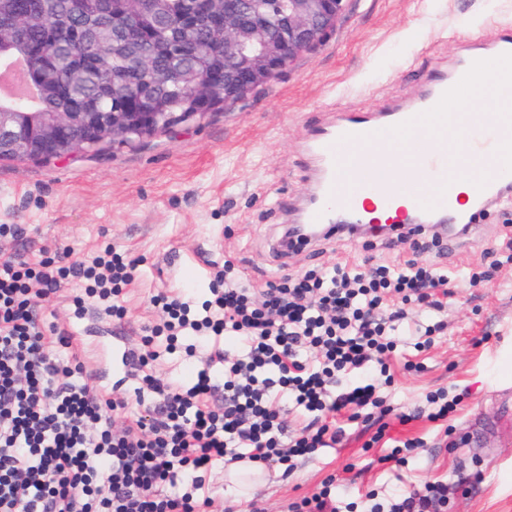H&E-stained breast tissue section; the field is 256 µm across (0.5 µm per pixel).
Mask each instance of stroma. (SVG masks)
<instances>
[{"label":"stroma","instance_id":"1","mask_svg":"<svg viewBox=\"0 0 512 512\" xmlns=\"http://www.w3.org/2000/svg\"><path fill=\"white\" fill-rule=\"evenodd\" d=\"M473 21L480 24L475 36L466 30ZM507 27L512 0H349L317 48L299 54L242 102L132 147L108 143L50 162L0 159V224L24 230L19 238L0 240V247L25 259L46 248L66 249L84 260L111 242L139 262L125 290L122 321L95 309L75 317V284L40 309L46 327L72 336L93 382L126 399L116 427L145 416L146 409L133 393V380L113 388L110 337L121 333L129 348H138L158 321L151 304L157 292L202 303L210 296L213 264L227 260L258 290L287 273L339 262L393 265L414 257L408 242L392 251L344 238L285 261L277 257L278 231L288 221L282 201L306 199L314 187L307 129L340 112L407 103L429 74L453 70L474 48L495 44ZM510 224L512 204L489 202L453 256L426 255L452 273L481 264L491 273L475 287L458 281L434 344L419 353L405 343L393 366L389 396L398 408L422 404L437 388L462 394L447 427L391 420L392 437L425 441L419 455L397 470L381 462V449L366 448L371 430L352 425L336 448L298 458L287 473L271 469L253 504L262 512H289L332 476L337 495L348 502L371 489L391 497L442 481L448 485L447 512H512V264L498 263L496 254ZM412 359L422 362L421 371L405 369Z\"/></svg>","mask_w":512,"mask_h":512}]
</instances>
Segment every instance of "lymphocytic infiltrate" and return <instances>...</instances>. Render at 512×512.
<instances>
[{"instance_id":"lymphocytic-infiltrate-1","label":"lymphocytic infiltrate","mask_w":512,"mask_h":512,"mask_svg":"<svg viewBox=\"0 0 512 512\" xmlns=\"http://www.w3.org/2000/svg\"><path fill=\"white\" fill-rule=\"evenodd\" d=\"M135 266L111 244L89 261L67 250L33 260L0 250V512H208L201 475L216 465L286 466L335 447L368 410L393 414L379 380L404 342L407 308L441 312L452 283L447 269L411 259L290 275L267 282L257 297L225 262L201 308L153 296L161 320L137 360L147 367L164 353L193 355L192 336H231L240 352L215 349L187 387L143 375L154 397L149 419L117 432L123 400L94 386L76 359L54 355L72 339L46 330L38 303L78 282L76 314L92 304L123 318ZM214 364L224 370L220 406L212 402ZM281 395L308 420L293 437ZM459 403L439 389L425 405L394 414L403 423L440 424ZM447 501L448 486L438 481L383 500L368 494L364 512H438Z\"/></svg>"}]
</instances>
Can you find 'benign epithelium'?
I'll use <instances>...</instances> for the list:
<instances>
[{
    "label": "benign epithelium",
    "instance_id": "obj_1",
    "mask_svg": "<svg viewBox=\"0 0 512 512\" xmlns=\"http://www.w3.org/2000/svg\"><path fill=\"white\" fill-rule=\"evenodd\" d=\"M349 0H273L286 32H273L264 17L249 11L248 0H194L180 17L179 49L204 26L210 40L224 46V82L199 78L193 98L208 112L234 105L280 75L300 53L314 48L344 13ZM155 112H0V146L24 159L49 161L106 141L128 144L136 131L144 139L160 130Z\"/></svg>",
    "mask_w": 512,
    "mask_h": 512
}]
</instances>
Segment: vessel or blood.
Wrapping results in <instances>:
<instances>
[{
  "instance_id": "vessel-or-blood-1",
  "label": "vessel or blood",
  "mask_w": 512,
  "mask_h": 512,
  "mask_svg": "<svg viewBox=\"0 0 512 512\" xmlns=\"http://www.w3.org/2000/svg\"><path fill=\"white\" fill-rule=\"evenodd\" d=\"M512 71V30L505 31L492 52H476L454 73L431 74L419 99L382 112H346L333 123L315 127L308 150L315 163L316 203H302L298 221L316 224L327 238L351 236L353 230L390 236L419 235L418 216L447 221L448 242L460 241V229L474 231L486 203L512 192V102L502 99L496 112L466 111L468 92L480 78L500 79ZM458 109L443 111L447 101ZM491 146L494 160L467 184L468 209H459L449 178H461V163L473 150ZM418 155L420 172L402 166L405 154ZM406 207L393 209L396 198ZM381 209L385 222L371 220Z\"/></svg>"
}]
</instances>
